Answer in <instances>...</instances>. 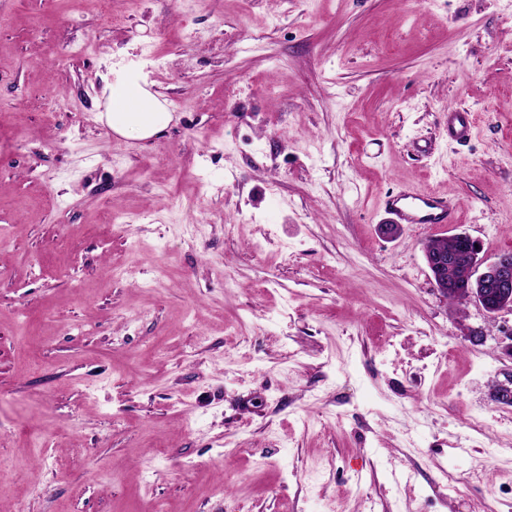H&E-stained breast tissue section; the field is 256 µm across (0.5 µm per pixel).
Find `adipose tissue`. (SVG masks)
Listing matches in <instances>:
<instances>
[{
    "mask_svg": "<svg viewBox=\"0 0 512 512\" xmlns=\"http://www.w3.org/2000/svg\"><path fill=\"white\" fill-rule=\"evenodd\" d=\"M100 118L115 135L128 141L151 139L172 121L160 95L134 78L112 85Z\"/></svg>",
    "mask_w": 512,
    "mask_h": 512,
    "instance_id": "1",
    "label": "adipose tissue"
}]
</instances>
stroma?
I'll return each instance as SVG.
<instances>
[{
  "instance_id": "35a3bbf8",
  "label": "stroma",
  "mask_w": 512,
  "mask_h": 512,
  "mask_svg": "<svg viewBox=\"0 0 512 512\" xmlns=\"http://www.w3.org/2000/svg\"><path fill=\"white\" fill-rule=\"evenodd\" d=\"M92 2L0 0V512H512V311L423 253L512 251V0ZM100 119L120 138L128 141L151 139L168 128L172 121L160 95L137 79L112 85ZM475 129V117L468 110H450L448 112V136L456 141L465 142L470 139ZM385 210L404 224L435 226L451 224L455 209L441 194L408 190L391 197L385 204Z\"/></svg>"
}]
</instances>
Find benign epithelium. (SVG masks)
<instances>
[{"label": "benign epithelium", "instance_id": "obj_1", "mask_svg": "<svg viewBox=\"0 0 512 512\" xmlns=\"http://www.w3.org/2000/svg\"><path fill=\"white\" fill-rule=\"evenodd\" d=\"M424 256L440 292L448 291V282L459 277L465 284L458 292L460 301L474 302L490 316L512 310V256L499 255L485 265L475 259L464 268L446 253L426 251Z\"/></svg>", "mask_w": 512, "mask_h": 512}]
</instances>
